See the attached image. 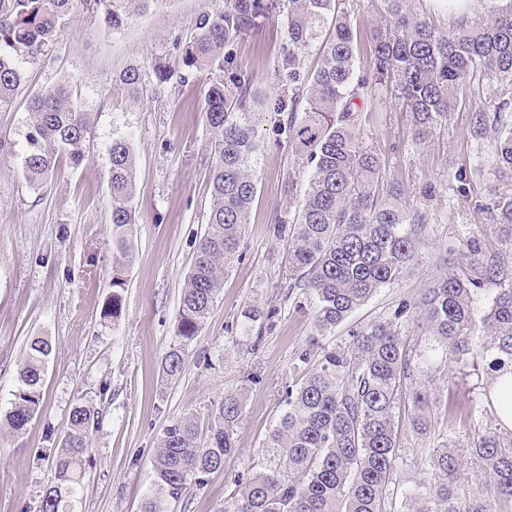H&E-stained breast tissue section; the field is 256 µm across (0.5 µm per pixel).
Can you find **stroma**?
I'll use <instances>...</instances> for the list:
<instances>
[{
	"label": "stroma",
	"mask_w": 512,
	"mask_h": 512,
	"mask_svg": "<svg viewBox=\"0 0 512 512\" xmlns=\"http://www.w3.org/2000/svg\"><path fill=\"white\" fill-rule=\"evenodd\" d=\"M221 4L152 0L115 31L74 5L52 55L26 63L25 88L0 107V418L11 408L30 337L52 344L39 411L22 432L0 427V512H39L52 480L48 453L59 446L79 403L96 409L100 424L92 433L77 512H139L153 483L152 458L163 428L185 415L207 426L213 407L238 389L246 398L235 452L203 487L166 508L224 512L237 477L266 461L270 432L299 375L297 353L313 331L311 309L288 291L291 239L272 233L278 221H292L297 209L299 196L289 193V180L305 184L310 167L280 134L274 114L256 127L257 195L242 258L225 273L209 318L186 349L183 372L171 378L162 368L163 356L177 342L180 294L210 210L213 134L204 114L209 73L196 70L186 81L159 85L151 70L159 56L180 68L174 36H193L199 15ZM341 7L356 30L357 68L368 71L370 29L382 2L341 0ZM285 40L283 22L268 23L239 40L236 62L256 84L274 90ZM132 65L146 74L137 101L115 80ZM63 81L89 102L92 137L82 164L60 158L34 186L22 172L28 98ZM501 89L474 72L455 112L422 141L401 102L368 92L365 104L377 120L365 128L363 140L378 155L385 179L408 201H417L426 182L443 199L421 239L418 262L338 326L331 341L347 339L350 327L372 322L400 301L420 298L448 271L464 270L465 240L493 252L512 248V227L491 223L478 208L498 177L490 142L469 135L472 107L497 100ZM128 133L135 156V222L128 236L135 255L123 274L122 314L112 321L102 315L116 256L108 148ZM461 171L470 176L464 190L456 179ZM251 303L274 313L272 328L263 330L257 344L240 331L241 312Z\"/></svg>",
	"instance_id": "35a3bbf8"
}]
</instances>
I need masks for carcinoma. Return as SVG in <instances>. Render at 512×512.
<instances>
[{
    "mask_svg": "<svg viewBox=\"0 0 512 512\" xmlns=\"http://www.w3.org/2000/svg\"><path fill=\"white\" fill-rule=\"evenodd\" d=\"M75 0H0V107L13 102L25 81L23 64L50 53L57 28ZM85 11L107 29L121 28L131 11L150 0H80ZM449 30L437 28L411 8V0H384L381 20L370 31V72L355 70V34L338 0H288L287 41L276 76L281 87L263 94L253 76L234 65L237 40L257 33L281 16L282 0H224L203 13L188 44L173 39L186 71L206 69L211 81L204 98L207 124L214 133L210 168L212 206L207 227L194 252L179 304V343L165 353L169 377L183 371L186 347L198 336L221 286V278L241 259L245 224L256 193L255 127L262 111L282 116L281 133L311 166L298 201L294 224H278L274 234L293 240L289 290L299 289L313 309L314 334L297 360L299 382L288 390L287 409L269 436V464L238 479L224 500V512H395L392 484L402 458L400 421L432 441L428 454L412 461L423 478L408 494V512H509L512 508V428L499 419L489 389L461 407L437 398L457 385L455 374L484 373L498 381L512 372V264L467 240L466 272L448 274L416 302L402 301L384 317L350 329L342 345L325 341L379 289L398 280L418 258L421 235L439 191L419 189V203L384 184L378 157L361 136L375 123L363 104L371 88L402 101L415 135L422 141L455 111L466 76L475 68L512 89V0H475ZM315 50L320 64L306 78L303 61ZM152 72L159 84L174 72L158 57ZM116 80L133 95L143 90V75L129 67ZM26 179L42 184L57 156L66 153L79 165L91 138L93 113L65 84L35 92L28 100ZM492 143L501 182L490 190L485 210L494 224L512 227V101L473 107L469 134ZM132 136L112 139L109 188L117 268L129 265L133 245L125 227L134 223ZM496 285L483 315L475 307L477 291ZM116 291L103 305V317L116 320L123 308ZM273 312L249 305L242 312L243 335ZM481 322L482 333L476 332ZM417 325L423 337L408 339ZM48 339L27 343L6 422L19 433L37 413ZM408 413L400 415L401 408ZM241 392L224 394L209 418L206 441L199 439L191 416L163 428L154 454V483L140 512H164L191 486L224 468L235 448L234 428L243 413ZM464 420V441L451 432L452 420ZM95 409L77 404L70 428L52 455L54 481L40 512H75L83 472L98 427ZM488 474L492 491L462 485L464 464Z\"/></svg>",
    "mask_w": 512,
    "mask_h": 512,
    "instance_id": "cac0c4a2",
    "label": "carcinoma"
}]
</instances>
